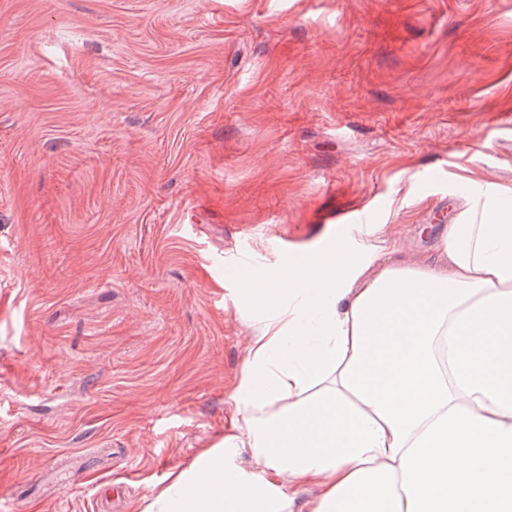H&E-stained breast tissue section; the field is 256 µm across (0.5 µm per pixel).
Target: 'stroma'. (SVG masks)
<instances>
[{
	"label": "stroma",
	"instance_id": "1",
	"mask_svg": "<svg viewBox=\"0 0 512 512\" xmlns=\"http://www.w3.org/2000/svg\"><path fill=\"white\" fill-rule=\"evenodd\" d=\"M490 190L512 0H0V498L140 512L229 422L244 269L425 262Z\"/></svg>",
	"mask_w": 512,
	"mask_h": 512
}]
</instances>
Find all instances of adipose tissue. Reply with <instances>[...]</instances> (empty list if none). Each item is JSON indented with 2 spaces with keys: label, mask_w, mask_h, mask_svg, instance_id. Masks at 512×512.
<instances>
[{
  "label": "adipose tissue",
  "mask_w": 512,
  "mask_h": 512,
  "mask_svg": "<svg viewBox=\"0 0 512 512\" xmlns=\"http://www.w3.org/2000/svg\"><path fill=\"white\" fill-rule=\"evenodd\" d=\"M437 251L336 241L244 274L231 425L142 512H512V196Z\"/></svg>",
  "instance_id": "obj_1"
}]
</instances>
